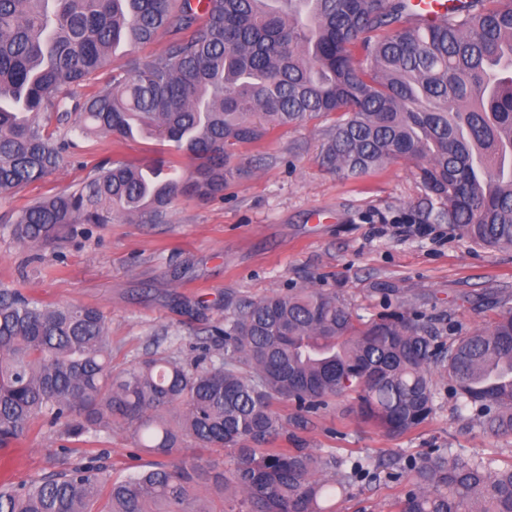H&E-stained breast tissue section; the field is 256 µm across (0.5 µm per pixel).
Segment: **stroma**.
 <instances>
[{
  "instance_id": "1",
  "label": "stroma",
  "mask_w": 512,
  "mask_h": 512,
  "mask_svg": "<svg viewBox=\"0 0 512 512\" xmlns=\"http://www.w3.org/2000/svg\"><path fill=\"white\" fill-rule=\"evenodd\" d=\"M328 126L314 118L237 148L234 162L243 174L223 197L178 198L158 224L123 218L81 225L63 247L43 248L41 262L29 263V250L7 234L11 214L71 189L102 160L172 157L169 144L150 135L120 145L105 137L82 140L72 166L0 200V284L20 283L47 304L99 307L117 369L149 352L188 359L201 344L211 354L223 352L224 339L211 328L223 320L228 294L258 299L320 288L366 317L417 314L444 342L485 328L498 302L512 296V251L475 245L451 224L426 221L418 211L425 192L412 164L396 160L359 181L336 174L321 160ZM432 378L434 413L411 433L380 431L346 397L330 399L315 414L279 401L288 436L276 445L380 464L379 480L354 484L342 512H390L402 490L399 465L438 448L512 458V434L487 432L460 416L447 378L437 372ZM62 443L59 429L34 424L0 450V482L25 484L90 456L114 478L159 460L118 428L78 448L65 451Z\"/></svg>"
}]
</instances>
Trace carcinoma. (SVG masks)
<instances>
[{
    "label": "carcinoma",
    "instance_id": "cac0c4a2",
    "mask_svg": "<svg viewBox=\"0 0 512 512\" xmlns=\"http://www.w3.org/2000/svg\"><path fill=\"white\" fill-rule=\"evenodd\" d=\"M161 33L160 54L115 63L121 43ZM331 115L323 160L343 177L411 162L425 219L512 250V0H468L433 22L412 19L409 0H0L1 199L66 166L72 132L123 143L145 131L191 163L97 164L12 217L23 247L123 216L159 222L180 196L222 194L239 174L237 147ZM214 331L222 356L152 352L116 370L99 308L1 285V450L40 420L74 443L120 428L163 456L185 441L236 455L229 467L181 458L120 480L76 463L1 483L0 512H336V497L378 467L268 447L288 434L273 401L310 413L347 396L366 421L403 435L433 414L434 367L462 409L512 434L507 299L487 328L446 345L415 317L365 319L313 288L229 295ZM399 477L394 512H512V459L446 448Z\"/></svg>",
    "mask_w": 512,
    "mask_h": 512
}]
</instances>
